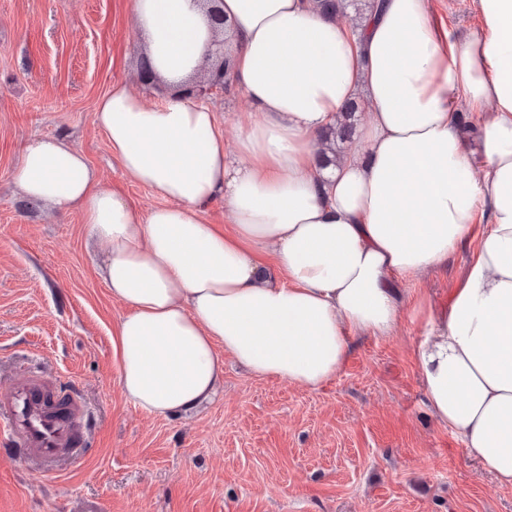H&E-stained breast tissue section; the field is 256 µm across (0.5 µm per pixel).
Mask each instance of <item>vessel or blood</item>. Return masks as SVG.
Returning a JSON list of instances; mask_svg holds the SVG:
<instances>
[{
	"instance_id": "obj_1",
	"label": "vessel or blood",
	"mask_w": 512,
	"mask_h": 512,
	"mask_svg": "<svg viewBox=\"0 0 512 512\" xmlns=\"http://www.w3.org/2000/svg\"><path fill=\"white\" fill-rule=\"evenodd\" d=\"M89 416L79 393L59 390L35 375L0 388L5 446L49 472L57 463L80 456Z\"/></svg>"
}]
</instances>
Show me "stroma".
Instances as JSON below:
<instances>
[{"label": "stroma", "instance_id": "1", "mask_svg": "<svg viewBox=\"0 0 512 512\" xmlns=\"http://www.w3.org/2000/svg\"><path fill=\"white\" fill-rule=\"evenodd\" d=\"M131 0H0V381L38 372L91 411L80 465L46 475L0 449V512H512V486L482 470L430 413L413 361V307H439L464 282L475 245L403 283L394 333L353 339L317 389L258 379L224 361V388L178 419L135 407L119 385L112 331L125 312L99 274L76 211L23 199L15 177L36 138L77 146L140 212L160 206L126 178L95 124L112 83L143 89L145 45ZM473 41L472 0H431Z\"/></svg>", "mask_w": 512, "mask_h": 512}]
</instances>
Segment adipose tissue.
Returning <instances> with one entry per match:
<instances>
[{
	"instance_id": "adipose-tissue-1",
	"label": "adipose tissue",
	"mask_w": 512,
	"mask_h": 512,
	"mask_svg": "<svg viewBox=\"0 0 512 512\" xmlns=\"http://www.w3.org/2000/svg\"><path fill=\"white\" fill-rule=\"evenodd\" d=\"M431 0H374L360 29L314 0H223L249 101L226 150L207 104L148 105L113 84L96 122L133 182L162 206L142 214L102 185L83 153L35 139L16 189L79 210L124 303L112 337L123 393L178 417L210 402L232 358L259 378L316 389L344 367L352 335L387 337L401 316L393 277L417 278L477 235L448 308L427 318L415 359L438 423L512 486V0H474L475 44L452 40ZM147 59L177 83L207 59L205 0H132ZM361 98L368 120L320 168V133ZM482 109L478 149L460 106ZM223 199L234 238L204 217ZM272 252L276 275L257 254Z\"/></svg>"
}]
</instances>
